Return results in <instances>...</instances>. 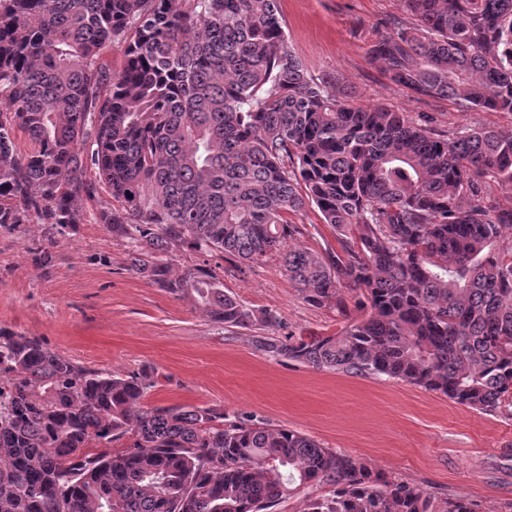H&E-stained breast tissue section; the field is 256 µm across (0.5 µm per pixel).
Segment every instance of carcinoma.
Here are the masks:
<instances>
[{
    "instance_id": "carcinoma-1",
    "label": "carcinoma",
    "mask_w": 512,
    "mask_h": 512,
    "mask_svg": "<svg viewBox=\"0 0 512 512\" xmlns=\"http://www.w3.org/2000/svg\"><path fill=\"white\" fill-rule=\"evenodd\" d=\"M401 3L414 22L372 49L396 84L512 112V0ZM491 182L512 190V131L450 139L352 106L297 57L277 0H0V227L103 224L133 271L276 360L512 408V208ZM308 206L340 252L288 245ZM172 244L239 272L277 255L305 303L344 314L345 287L363 314L277 336L274 312L213 273L175 271ZM0 382V512H268L301 491L308 512H478L292 429L148 406L155 373L87 368L5 328Z\"/></svg>"
}]
</instances>
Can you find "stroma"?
Segmentation results:
<instances>
[{
    "instance_id": "1",
    "label": "stroma",
    "mask_w": 512,
    "mask_h": 512,
    "mask_svg": "<svg viewBox=\"0 0 512 512\" xmlns=\"http://www.w3.org/2000/svg\"><path fill=\"white\" fill-rule=\"evenodd\" d=\"M278 7L310 73L344 90L353 105H383L449 137L471 127L512 129L511 112L468 111L391 81L371 49L406 19L400 0H278ZM294 221L303 229L294 246L338 250L317 208ZM41 244L53 253L46 270L32 257ZM168 259L178 272L197 266L221 274L239 299L276 313L284 332L327 336L346 322L336 308L303 302L279 257L243 274L216 252L179 245ZM129 264L127 243L101 224L61 233L35 224L0 227V327L40 337L52 352L92 369L155 371L148 405L216 408L231 420L288 427L424 492L470 499L482 512L512 503V410L482 414L417 386L274 360L248 331L212 323L191 299L154 287Z\"/></svg>"
}]
</instances>
